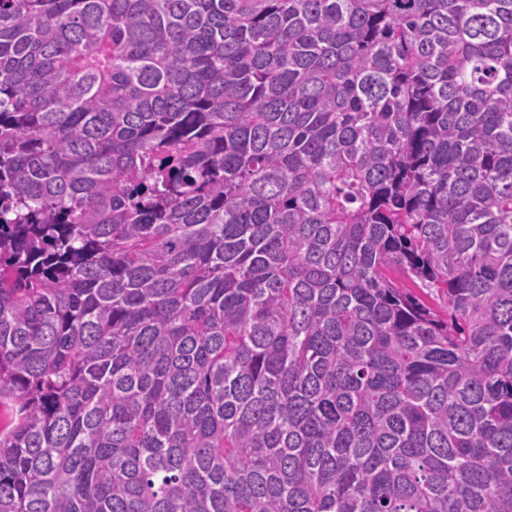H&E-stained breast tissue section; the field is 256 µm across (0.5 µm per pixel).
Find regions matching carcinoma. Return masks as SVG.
Instances as JSON below:
<instances>
[{"mask_svg":"<svg viewBox=\"0 0 512 512\" xmlns=\"http://www.w3.org/2000/svg\"><path fill=\"white\" fill-rule=\"evenodd\" d=\"M3 407L0 512H512V0H0Z\"/></svg>","mask_w":512,"mask_h":512,"instance_id":"1","label":"carcinoma"}]
</instances>
